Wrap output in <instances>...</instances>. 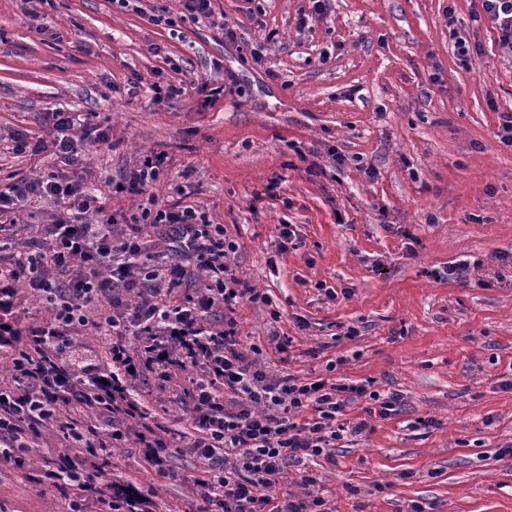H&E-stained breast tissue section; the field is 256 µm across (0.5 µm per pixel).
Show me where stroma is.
<instances>
[{
  "label": "stroma",
  "instance_id": "35a3bbf8",
  "mask_svg": "<svg viewBox=\"0 0 512 512\" xmlns=\"http://www.w3.org/2000/svg\"><path fill=\"white\" fill-rule=\"evenodd\" d=\"M111 0H0V141H52L54 115L80 112L110 133L75 128L80 160L52 150L0 152V184L58 174L82 181L123 231L148 198L190 205L237 244L231 264L270 302L237 310L245 342L263 350L269 375H328L401 395L403 410L374 419L337 449L335 463L305 468L335 512H512V148L500 115L512 113V48L473 0H331L298 28L311 0H214L236 33L171 0L169 23ZM472 52L460 61L456 39ZM165 76L185 95L155 98ZM215 93L203 105L197 89ZM167 165L144 194L112 182L145 155ZM60 209L31 198L7 214L0 262L55 223ZM298 248L278 250L281 225ZM468 268L447 277L449 265ZM49 313L26 280L0 296V388L12 361ZM358 330L346 335L348 327ZM290 337L288 359L271 338ZM108 347L76 329L74 367L105 370ZM133 381L129 397L159 433L190 432L182 389ZM107 437L109 413H71L26 429L25 456H0V512H99L96 490L125 484L145 512H203L197 460L171 451L172 477L144 459L136 437L97 452L95 492L52 478L58 457L82 455L62 420Z\"/></svg>",
  "mask_w": 512,
  "mask_h": 512
}]
</instances>
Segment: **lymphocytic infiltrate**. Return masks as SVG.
Returning a JSON list of instances; mask_svg holds the SVG:
<instances>
[{
  "instance_id": "obj_1",
  "label": "lymphocytic infiltrate",
  "mask_w": 512,
  "mask_h": 512,
  "mask_svg": "<svg viewBox=\"0 0 512 512\" xmlns=\"http://www.w3.org/2000/svg\"><path fill=\"white\" fill-rule=\"evenodd\" d=\"M33 196L67 205L68 212L41 229L12 263L0 266V283L26 276L51 313L32 330L29 349L13 360L25 390L0 389V440L19 441L25 427L50 419L66 403L110 412L109 439L120 447L128 427L142 425L145 418L127 398V381L146 371L169 381L191 368L192 433L176 440L154 432L141 435L145 459L162 472L169 449L196 457L201 463L197 485L218 512H331L327 500L311 492L314 479L308 473L297 479L303 495L281 496L277 489L287 483L292 467L319 458L334 462L336 449L365 433L370 418L395 415L397 394L322 378L269 376L261 349L243 341L235 317L241 303L264 295L231 268L236 244L223 226L206 223L194 207L144 210L154 223L177 226L206 277L203 291L177 300L170 291L181 286L186 271L146 253L147 231L139 220L118 238L111 222H83L91 195L80 182L52 175L0 190V216ZM102 301L109 311L90 317L88 306ZM219 309L224 322L216 326L210 316ZM78 327L92 328L109 341L116 372L76 374L67 353ZM130 330L143 338L135 354L122 340ZM361 399L367 402L364 418L348 419L347 408Z\"/></svg>"
}]
</instances>
